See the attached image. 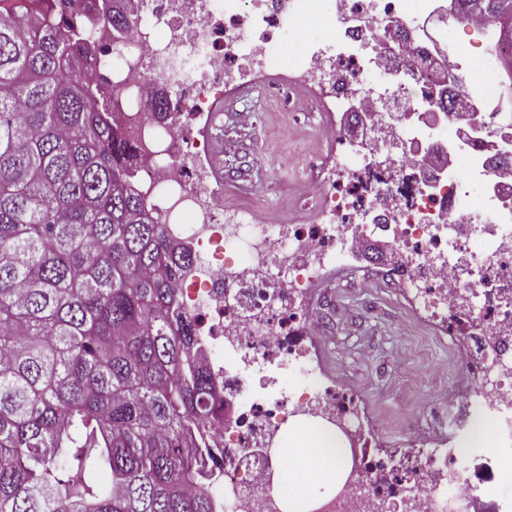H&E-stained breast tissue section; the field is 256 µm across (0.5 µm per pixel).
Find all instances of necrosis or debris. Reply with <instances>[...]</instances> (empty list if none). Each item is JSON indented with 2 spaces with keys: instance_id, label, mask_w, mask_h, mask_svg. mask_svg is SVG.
<instances>
[{
  "instance_id": "obj_1",
  "label": "necrosis or debris",
  "mask_w": 512,
  "mask_h": 512,
  "mask_svg": "<svg viewBox=\"0 0 512 512\" xmlns=\"http://www.w3.org/2000/svg\"><path fill=\"white\" fill-rule=\"evenodd\" d=\"M101 0H0V9L47 21L79 18L96 48L83 75L129 138L142 173L135 188L168 239L190 248L194 268L178 281L224 423L209 434L224 473L216 512H282L288 461L276 443L289 418L338 429L350 479L319 512H484L491 482L512 458V55L479 19L487 78L478 93L444 84L442 60L468 64L471 47L431 38L414 20L454 14L438 0H119L123 33L100 15ZM322 12L329 35L295 48L296 21ZM287 64L263 93L287 119L314 112L320 135L296 161L303 209L268 213L225 203L209 136L222 103L254 89L256 68ZM402 84H392L397 72ZM391 82V112L367 130L362 154L336 116L350 105L378 110L364 81ZM447 93L452 111L426 119V101ZM162 111H154L155 101ZM480 206H472L471 191ZM389 247V281L400 288L409 326L448 337L458 355L435 404L448 417L436 434L417 427L405 449L386 451L356 398L336 391L311 341L321 321L310 291L334 273L357 274L374 243ZM496 444L477 452L475 428Z\"/></svg>"
}]
</instances>
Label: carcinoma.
Segmentation results:
<instances>
[{
	"label": "carcinoma",
	"instance_id": "obj_1",
	"mask_svg": "<svg viewBox=\"0 0 512 512\" xmlns=\"http://www.w3.org/2000/svg\"><path fill=\"white\" fill-rule=\"evenodd\" d=\"M512 30V0H456ZM74 23L0 14V512H213L221 405L174 251L75 65Z\"/></svg>",
	"mask_w": 512,
	"mask_h": 512
}]
</instances>
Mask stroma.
Returning <instances> with one entry per match:
<instances>
[{
	"label": "stroma",
	"instance_id": "stroma-1",
	"mask_svg": "<svg viewBox=\"0 0 512 512\" xmlns=\"http://www.w3.org/2000/svg\"><path fill=\"white\" fill-rule=\"evenodd\" d=\"M235 108L249 114L250 121L245 127L224 124L225 198L243 202L259 189L264 209L300 207L301 187L289 159L316 135L315 119L289 126L272 145L265 131L281 122L280 113L251 96L241 97ZM310 298L326 305L325 327L316 337L326 367L337 382L361 393L367 416L399 413L448 383L456 364L447 343L420 331L409 333L399 289L336 274L312 288ZM437 365L442 373H434Z\"/></svg>",
	"mask_w": 512,
	"mask_h": 512
}]
</instances>
